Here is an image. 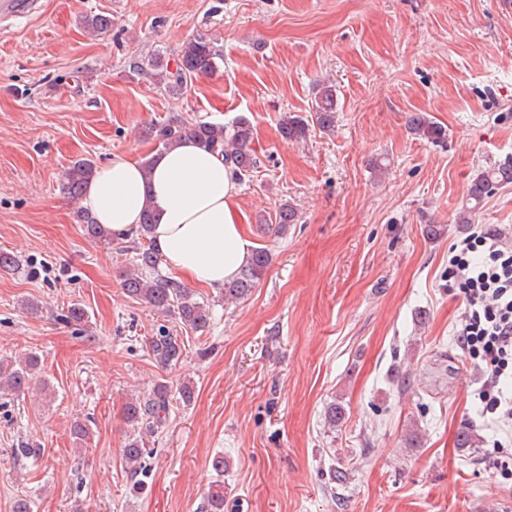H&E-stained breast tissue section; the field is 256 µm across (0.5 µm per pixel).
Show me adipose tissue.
<instances>
[{"label": "adipose tissue", "instance_id": "ef3b65f1", "mask_svg": "<svg viewBox=\"0 0 512 512\" xmlns=\"http://www.w3.org/2000/svg\"><path fill=\"white\" fill-rule=\"evenodd\" d=\"M237 179L223 155L183 140L156 154L151 169L128 152L97 167L82 204L115 238L130 236L145 205L157 222L151 240L166 273L223 288L249 262L253 243L242 227Z\"/></svg>", "mask_w": 512, "mask_h": 512}]
</instances>
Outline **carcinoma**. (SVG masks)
Wrapping results in <instances>:
<instances>
[{"mask_svg":"<svg viewBox=\"0 0 512 512\" xmlns=\"http://www.w3.org/2000/svg\"><path fill=\"white\" fill-rule=\"evenodd\" d=\"M222 61L223 54L214 42L197 37L182 45L175 59V67H169V63L154 54L148 57L146 64L134 65L133 71L151 73L169 92L181 96L188 92L193 80L198 76L217 72ZM336 112V87L328 83H319L315 87L310 119L284 113L279 122L280 135L287 143H299L307 139L311 125L323 131H330L336 126ZM408 126L414 135L431 143H440L447 138L446 128L423 114L411 115ZM151 134L157 142L159 151L174 146L184 137L194 138L202 147L223 154L226 160L232 163L236 178L240 181L250 177L259 164L251 149L253 126L245 117L237 119L230 126L209 122L171 121L152 127ZM94 173L95 164L91 160L76 159L61 173L60 190L78 203ZM511 185L512 164L493 166L479 172L469 184L466 202L457 214L456 223H472L473 214L486 197L498 188ZM77 218L90 239L107 247L112 246V237L105 233L88 212L79 211ZM295 223V208L288 203L281 204L275 213L277 232L283 234ZM269 262L270 254L266 249H255L249 264L239 275L224 283V300L236 302L250 295ZM158 264V254L154 249H136L133 256L134 272L125 274L122 282L125 293L160 314L177 316L183 325L195 332L205 331L210 324V307L196 299L193 293L173 279L160 274ZM150 347L158 366L170 368L181 360L184 342L181 337L163 327L152 337ZM39 365L40 357L35 353L18 359L1 358L0 392L20 393L29 389ZM169 398L168 386L158 382L150 392L131 399L125 405V419L132 425L133 434L129 436L123 448V458L134 478L146 471L145 457L151 454V449L147 448L148 437L158 433L164 425L170 405ZM42 454L43 449L32 441L13 449L14 458L18 461L37 460ZM206 512H224L223 482L219 481L212 485L207 496Z\"/></svg>","mask_w":512,"mask_h":512,"instance_id":"carcinoma-1","label":"carcinoma"}]
</instances>
